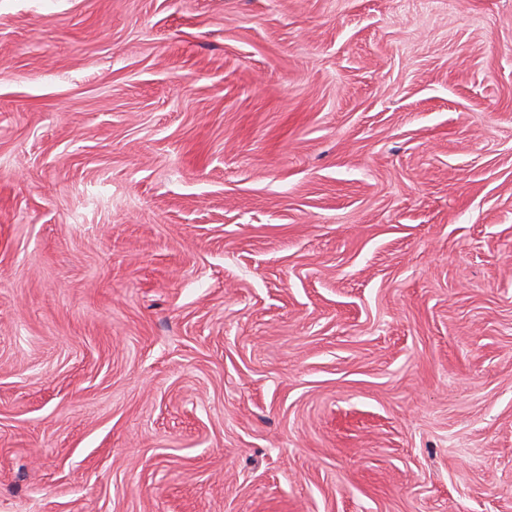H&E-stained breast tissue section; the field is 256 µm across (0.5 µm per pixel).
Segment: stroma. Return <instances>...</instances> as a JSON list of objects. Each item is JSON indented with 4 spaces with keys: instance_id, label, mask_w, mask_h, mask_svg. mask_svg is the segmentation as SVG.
I'll return each mask as SVG.
<instances>
[{
    "instance_id": "stroma-1",
    "label": "stroma",
    "mask_w": 512,
    "mask_h": 512,
    "mask_svg": "<svg viewBox=\"0 0 512 512\" xmlns=\"http://www.w3.org/2000/svg\"><path fill=\"white\" fill-rule=\"evenodd\" d=\"M0 512H512V0H0Z\"/></svg>"
}]
</instances>
